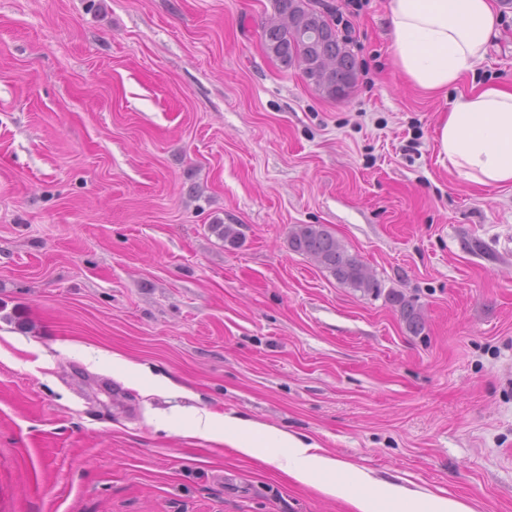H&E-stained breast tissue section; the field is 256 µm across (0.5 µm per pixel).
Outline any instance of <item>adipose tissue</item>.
Instances as JSON below:
<instances>
[{
  "instance_id": "ef3b65f1",
  "label": "adipose tissue",
  "mask_w": 512,
  "mask_h": 512,
  "mask_svg": "<svg viewBox=\"0 0 512 512\" xmlns=\"http://www.w3.org/2000/svg\"><path fill=\"white\" fill-rule=\"evenodd\" d=\"M397 67L419 89L442 93L471 71L498 31L494 0H390ZM440 157L464 180L512 184V91L473 87L450 107L439 128ZM192 435L229 445L243 456H265L321 494L345 500L350 512H475L464 501L420 496L380 484L354 465L316 453L314 444L275 427L192 408Z\"/></svg>"
}]
</instances>
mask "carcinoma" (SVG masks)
I'll list each match as a JSON object with an SVG mask.
<instances>
[{"label": "carcinoma", "instance_id": "carcinoma-1", "mask_svg": "<svg viewBox=\"0 0 512 512\" xmlns=\"http://www.w3.org/2000/svg\"><path fill=\"white\" fill-rule=\"evenodd\" d=\"M274 15L262 26L266 51L283 66H298L305 78L329 97L340 98L354 87L356 60L336 34L325 10L314 0H273ZM291 249L312 257L338 281L371 291L378 282L348 254L322 224H298L289 235Z\"/></svg>", "mask_w": 512, "mask_h": 512}]
</instances>
